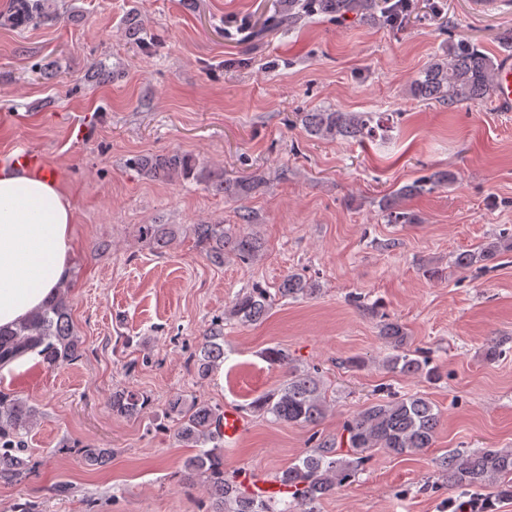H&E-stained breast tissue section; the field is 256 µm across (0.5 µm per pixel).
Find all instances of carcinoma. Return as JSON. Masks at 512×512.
<instances>
[{
	"instance_id": "carcinoma-1",
	"label": "carcinoma",
	"mask_w": 512,
	"mask_h": 512,
	"mask_svg": "<svg viewBox=\"0 0 512 512\" xmlns=\"http://www.w3.org/2000/svg\"><path fill=\"white\" fill-rule=\"evenodd\" d=\"M399 10L389 0H285L279 5L272 25L290 28L309 14L364 17L378 25L392 26ZM496 66L480 46L461 39L436 56L410 83V93L422 100L477 102L493 88ZM306 131L320 140L339 138L362 140L380 130L368 112L318 111L300 113ZM133 165L143 174L160 180L194 176L210 184L213 191L231 198H246L261 184L251 177L235 181L216 177L207 169L196 167L186 155L142 156ZM451 179L437 172L400 189L383 201L386 216L394 224L412 223V215L402 203L427 189ZM193 233L206 255L218 263L233 255L242 262L256 259L261 251L260 239L248 233H233L222 224H195ZM145 237L156 249L172 244L175 231L164 224H146ZM512 250V238L505 235L482 243L454 257V265L469 268L494 260ZM320 291L318 284L299 274H290L280 283L277 294L293 300L312 298ZM272 305L271 294L264 288H251L236 295L224 311V317L205 330L198 354L192 357L193 369L200 380L209 378L224 362V323H258ZM71 286L59 284L55 293L25 320L0 327V368L33 353L39 364L57 368L76 360L82 353L83 340L75 332L71 318ZM379 337L392 353L384 360L386 369L407 376L440 378L439 368L429 359L409 349L408 332L397 321L381 324ZM264 358L283 369L286 380L276 390L258 396L250 405L252 411L269 415L278 424L309 425L319 422L331 407L323 381L296 368L288 350L268 348ZM112 411L125 418L138 416L145 407L142 395L129 390H116L111 396ZM166 415L173 423L174 435L196 452L184 462L189 479H203L212 502L209 512H317V506L353 482L369 453L383 449L397 456H411L431 448L441 414L427 397L415 393L378 401L354 412L343 424L338 437L321 439L298 462L290 464L276 476L282 497L253 492L246 484L254 475L243 469L226 470L222 422L224 413L212 404L175 394L167 401ZM39 417L37 407L19 395L0 391V479L18 481L30 472L28 449L24 436L29 434ZM348 447L347 456L340 448ZM112 449L86 446L81 461L88 467L106 465ZM438 466L448 486L467 490L482 488L501 497L512 498V448H476L452 450L443 455Z\"/></svg>"
}]
</instances>
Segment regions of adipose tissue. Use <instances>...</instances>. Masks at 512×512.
Returning <instances> with one entry per match:
<instances>
[{
  "mask_svg": "<svg viewBox=\"0 0 512 512\" xmlns=\"http://www.w3.org/2000/svg\"><path fill=\"white\" fill-rule=\"evenodd\" d=\"M73 211L45 171L0 172V325L24 319L71 274Z\"/></svg>",
  "mask_w": 512,
  "mask_h": 512,
  "instance_id": "obj_1",
  "label": "adipose tissue"
}]
</instances>
